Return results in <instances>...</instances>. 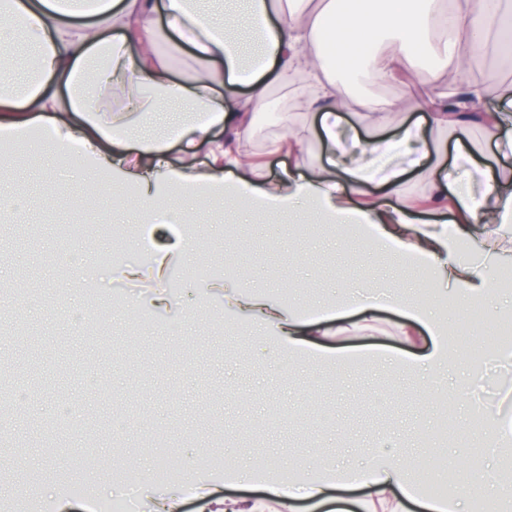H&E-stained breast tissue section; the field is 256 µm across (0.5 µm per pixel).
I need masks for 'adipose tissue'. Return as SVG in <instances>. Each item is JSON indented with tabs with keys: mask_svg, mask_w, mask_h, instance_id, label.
<instances>
[{
	"mask_svg": "<svg viewBox=\"0 0 512 512\" xmlns=\"http://www.w3.org/2000/svg\"><path fill=\"white\" fill-rule=\"evenodd\" d=\"M242 2L241 13L221 21L194 8V0H0V42L18 36L36 50L28 87L19 88L8 73L0 72V135L48 136L58 158L70 166L92 162L105 171L129 169L138 186L136 202L153 222L161 210L151 186L160 175L184 195L221 196L246 210L290 212L305 203L334 227L363 229L374 249L398 261L434 267L439 282L454 288L460 298L492 293L489 271L512 251V191L492 183L486 194L477 196L461 185L449 188L447 177L430 178L423 204L452 211L450 227L416 221L408 207L387 210L358 201L366 186L376 181L383 182L390 194L403 195V170L394 160L421 154L425 138L420 128L407 126L396 137L369 141L371 164L346 154L337 156L334 164L341 181H331L320 169L307 176L289 173L272 185L256 179V163L240 160L239 135L250 127L253 111L264 105L272 82L310 72L318 80L307 87L309 102L323 115L325 139L335 142L334 117L342 108V92L321 51L330 35L374 82H408L416 109L428 112L432 125L465 133L485 110L486 90L494 83L492 75H472L468 60L490 28L498 33L500 51L512 55V12L501 9L497 0H453L449 7L443 0H388L375 12L355 5L341 15L335 0H328L316 16L306 11L304 0H289L285 6L279 0ZM439 27L447 31L440 44L446 70L417 69L414 46ZM181 41L192 45L195 65L179 73L169 53ZM135 46L141 47V57L132 55ZM243 85L249 89L244 99L238 93ZM102 89L112 90L121 100L118 112L99 111L95 93ZM163 100L191 103L194 113L169 123L159 137L130 134L129 113H140L146 129ZM216 129L223 130L224 138L214 142L207 168L169 159L171 142L191 149ZM76 143L81 146L77 154L71 151ZM488 218L495 227L482 240L483 265L454 258L448 250L451 236L462 234L464 225ZM190 247L186 240L152 247L149 266L130 264L123 274L130 280L146 272L166 279ZM209 289L223 294L225 310L256 317L285 367L310 352L330 358L327 338L358 333L364 316L379 307L405 311L409 321L399 327L402 337H409L418 323L432 338L423 351L404 361V368L440 371L451 359L434 309L382 282L372 294L355 300L360 317L354 321L330 305L322 308L318 319L307 311H290L221 279ZM228 480L255 483L260 493L217 501L212 512H268L274 504L279 512H295L299 499L311 501L317 510L329 503L331 490L354 485L366 489L365 512H404L407 498L418 500L423 512H462L465 500L499 492L498 481L471 470L447 498L421 496L403 455L384 448L362 469L326 462L281 475H247L234 467Z\"/></svg>",
	"mask_w": 512,
	"mask_h": 512,
	"instance_id": "obj_1",
	"label": "adipose tissue"
}]
</instances>
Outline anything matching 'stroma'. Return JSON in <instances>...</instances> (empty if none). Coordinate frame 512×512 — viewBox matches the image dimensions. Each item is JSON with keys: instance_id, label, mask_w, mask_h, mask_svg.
I'll return each mask as SVG.
<instances>
[{"instance_id": "35a3bbf8", "label": "stroma", "mask_w": 512, "mask_h": 512, "mask_svg": "<svg viewBox=\"0 0 512 512\" xmlns=\"http://www.w3.org/2000/svg\"><path fill=\"white\" fill-rule=\"evenodd\" d=\"M346 108L336 118V143L362 154L367 141L395 135L401 126L426 128L429 143L448 140V129H432L425 112L413 108L404 83H365L359 73L341 70ZM283 86L272 85L266 117L242 135L243 160L263 163L262 180L277 182L287 171L307 174L325 164L329 149L321 118L306 112L302 142L288 154H270L274 137L286 136L281 121ZM369 99L391 106L389 123L376 131L359 106ZM471 153L487 179L512 168V156L498 154L481 126L463 136L459 148L431 153L427 168L447 170L452 182L483 193L486 181L457 167V151ZM403 198L374 187L381 207H414L423 222L448 221V214L417 209L426 175L409 172ZM0 187L28 201L25 214L0 222V484H22L24 498L4 494L13 512H37L49 494L72 488L75 470L89 477L97 498L122 494L134 473L152 470L163 450L176 462L208 454L218 463L245 469L310 467L322 460L365 467L371 448L390 439L407 463L445 452L456 437L438 443L434 429L444 413L458 427L484 435L469 398L464 374L480 377L484 407L512 413V364L498 356L474 361L479 337L456 333L468 307L491 322L512 320V286L499 287L474 304L457 302L437 283L433 268L398 266L366 245L345 240L302 215L242 214L214 197L196 203L160 185L167 208L182 212L179 224H155L157 244L181 238L193 247L173 266L166 282L128 284L121 270L148 264L138 243L142 215L127 204L136 195L125 172L99 175L84 169L71 176L51 142L28 146L0 158ZM111 251V261L99 260ZM71 253L82 269L60 263ZM222 279L258 292L286 308L334 304L387 279L421 292L441 313L453 361L438 382L385 362L342 367L305 359L288 375L277 370L278 355L253 318L225 312L207 284ZM166 292L190 318L174 326L167 313L151 308ZM397 314L381 312L364 334L373 349L393 356L411 346L395 335ZM93 443L96 454L75 458L71 448Z\"/></svg>"}]
</instances>
